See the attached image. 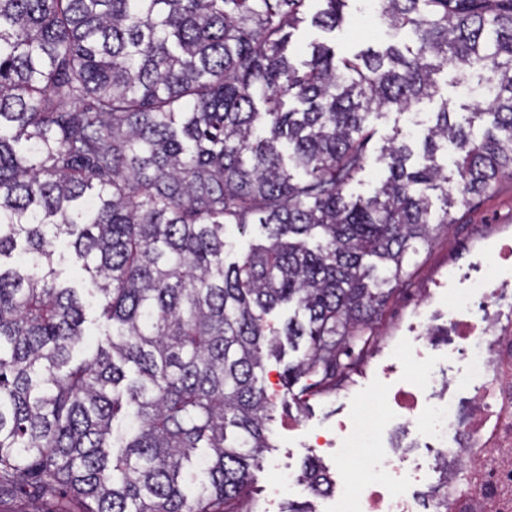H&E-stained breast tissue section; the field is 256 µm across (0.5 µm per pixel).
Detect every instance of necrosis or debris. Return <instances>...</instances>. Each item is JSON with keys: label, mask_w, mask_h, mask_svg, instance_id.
<instances>
[{"label": "necrosis or debris", "mask_w": 512, "mask_h": 512, "mask_svg": "<svg viewBox=\"0 0 512 512\" xmlns=\"http://www.w3.org/2000/svg\"><path fill=\"white\" fill-rule=\"evenodd\" d=\"M506 281L486 275L456 294L448 323L465 344V365L446 376L448 396L424 406L422 389L411 386L390 398L393 414L438 445L449 468L475 469L471 490H448L451 512H512V334L500 328L496 299ZM474 392L471 414L462 417L453 395ZM378 404L365 402L361 413L336 432V459L358 462L359 478L343 473L326 495V512H422L418 488L429 465L409 454L378 451Z\"/></svg>", "instance_id": "necrosis-or-debris-1"}]
</instances>
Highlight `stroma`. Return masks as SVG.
<instances>
[{
    "mask_svg": "<svg viewBox=\"0 0 512 512\" xmlns=\"http://www.w3.org/2000/svg\"><path fill=\"white\" fill-rule=\"evenodd\" d=\"M344 16L340 29L332 35L337 54L349 56L368 47L378 48L409 38L408 32H391L376 17L367 14L365 0H349ZM437 82L435 96L410 111L390 110L368 116L367 126L373 132L368 160L347 187L348 195H372L387 176L378 156L394 128L416 137L423 127L430 125L441 102H448L456 113L472 102L467 87L455 83L452 75L440 74ZM454 214L457 224L433 234L410 278L392 290L373 319L374 342L365 349L357 368L335 390H306L298 382L286 384V369L298 357L291 348L265 358L259 382L269 408L266 427L272 447L264 452L247 489L246 498L256 512H265L267 494L278 485L282 474L300 476L309 459L318 460L330 476L338 475L340 466L335 453L325 451L317 441L335 437L337 423L354 417L367 397L389 394L403 378L414 376L409 346L418 307H427L431 315L429 342L422 349L431 371L441 375L461 369L462 364L454 355L453 331L448 325V306L455 294L448 271L467 267L478 254L492 255L499 242L512 238V175L499 176L490 189L474 197L469 206L456 207Z\"/></svg>",
    "mask_w": 512,
    "mask_h": 512,
    "instance_id": "stroma-1",
    "label": "stroma"
}]
</instances>
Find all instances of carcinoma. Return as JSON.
<instances>
[{"label":"carcinoma","mask_w":512,"mask_h":512,"mask_svg":"<svg viewBox=\"0 0 512 512\" xmlns=\"http://www.w3.org/2000/svg\"><path fill=\"white\" fill-rule=\"evenodd\" d=\"M304 2L0 0V504L253 512L264 356L305 339L288 380L336 387L388 285L512 175V0H377L412 45L344 58L312 42L297 67ZM319 2L311 25L331 32L347 0ZM450 69L487 107L458 121L442 101L419 160L394 136L379 187L347 196L369 111L409 110ZM450 144L458 188L436 156ZM230 224L267 244L225 264ZM88 322L99 338L77 359ZM304 480L334 486L315 461Z\"/></svg>","instance_id":"cac0c4a2"}]
</instances>
